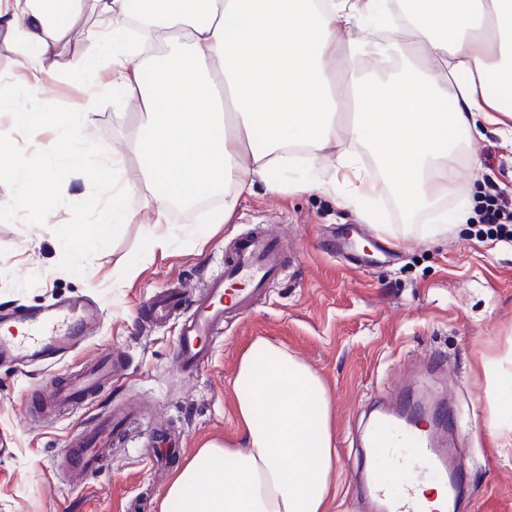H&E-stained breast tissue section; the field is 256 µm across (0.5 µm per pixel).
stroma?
<instances>
[{
	"instance_id": "stroma-1",
	"label": "stroma",
	"mask_w": 512,
	"mask_h": 512,
	"mask_svg": "<svg viewBox=\"0 0 512 512\" xmlns=\"http://www.w3.org/2000/svg\"><path fill=\"white\" fill-rule=\"evenodd\" d=\"M98 14L96 0L66 10L63 39L46 66V81L58 112L73 113L93 99L94 114L78 144L93 180L60 175L51 210L37 200L16 207L20 184L10 166L0 167V202L12 205L0 220V312L18 306L47 307L63 299L99 308L101 318L79 350L53 370L0 364V512H162L173 476L208 441L223 442L236 431L232 387L241 354L263 338L288 349L321 376L334 409L336 493L331 512H361L354 474L361 464L352 434L374 394L406 381L420 362L434 358L446 366L444 382L456 419L459 462L468 480L460 512H512V411L499 429L487 425L488 376L512 402V241L470 218L445 235L426 232L436 214L484 200L489 184L512 193V145L487 128L468 153L475 167L457 172V195L403 209L390 192L380 198L353 196L344 183L304 190L314 172L295 150L274 173L284 186L270 193L257 184L239 198L230 219L206 223L220 197L193 210H170L167 246H152L156 229L132 222L114 227L106 248L96 246L100 212L113 192L140 178L141 160L127 155L112 165V149L139 125L137 109L111 88L108 67L89 70L87 35ZM124 113L116 121L115 113ZM0 132L26 161L30 185L43 177V154L58 127L31 133L13 126L0 112ZM387 225L379 233L378 225ZM360 229L358 247L379 243L373 262L356 265L323 248L343 226ZM268 226L288 247L286 275L270 296L259 300L237 323L199 373L174 370L176 328L153 329L143 322L150 295L178 280L196 290L224 269V248L238 236ZM124 352L123 375L71 415L41 424L27 415L25 397L66 376L98 352ZM136 398L144 416L133 427L134 442L116 449L112 460L85 486L69 487L54 478L55 458L68 431L111 405ZM184 436V452L165 472H157L147 446L157 423Z\"/></svg>"
}]
</instances>
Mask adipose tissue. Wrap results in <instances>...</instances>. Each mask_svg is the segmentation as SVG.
<instances>
[{
	"instance_id": "1",
	"label": "adipose tissue",
	"mask_w": 512,
	"mask_h": 512,
	"mask_svg": "<svg viewBox=\"0 0 512 512\" xmlns=\"http://www.w3.org/2000/svg\"><path fill=\"white\" fill-rule=\"evenodd\" d=\"M94 37L122 54L130 10L147 21L159 60L112 73L127 100L139 101L137 134L112 152L145 164L129 185L137 207L108 203L110 227L144 217L165 223L176 197L189 188L224 190L223 208L208 221L232 215L239 195L256 182L280 192L274 178L290 146L307 150V164L352 185L361 197L392 190L403 208L456 194L460 137H483L490 126L512 130V0H415V43L399 38L340 44V31L373 18L382 0H98ZM60 0H5L0 33L12 40L30 71L33 109L0 99V112L17 126L57 121L43 96L45 59L61 36L53 25ZM368 61L392 69L387 84L352 74L353 109L336 117V73ZM494 72V90L482 78ZM261 133L260 146L251 136ZM371 154L381 176L369 173L359 152ZM37 194L54 202L59 171L86 179L82 155L68 141L48 152ZM234 438L206 443L174 476L164 504L176 512H330L336 448L323 381L282 346L260 339L240 357L233 381Z\"/></svg>"
}]
</instances>
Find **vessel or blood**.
<instances>
[{
    "mask_svg": "<svg viewBox=\"0 0 512 512\" xmlns=\"http://www.w3.org/2000/svg\"><path fill=\"white\" fill-rule=\"evenodd\" d=\"M288 268L281 240L262 228L233 241L224 257V270L211 278L198 295L193 312L182 319L176 338L175 366L192 376L207 364L217 348L224 329L262 296L267 295ZM183 299V291L172 287L155 295L144 308L147 321L163 324L170 320ZM10 323L9 333H0V362L40 361L66 353L88 335L98 321V312L78 301L57 303L54 308H19L0 315ZM125 364L116 350L100 352L97 360L51 383L48 392L39 393L32 413L59 411L92 400ZM138 415L132 404H116L76 428L61 452L55 473L64 481L85 484L88 477L111 461L115 446L127 444ZM454 416L446 398H433L427 392L412 393L402 387L392 404L374 420L365 436V445L375 457L392 453L410 454L426 465L432 477L442 484L448 499L436 512H449L450 501L465 481V475L452 461L453 448L448 433ZM155 465L166 464L181 442L157 432ZM368 497L369 512H422L423 505L413 486L391 493L379 469L358 483Z\"/></svg>",
    "mask_w": 512,
    "mask_h": 512,
    "instance_id": "b4317fda",
    "label": "vessel or blood"
}]
</instances>
